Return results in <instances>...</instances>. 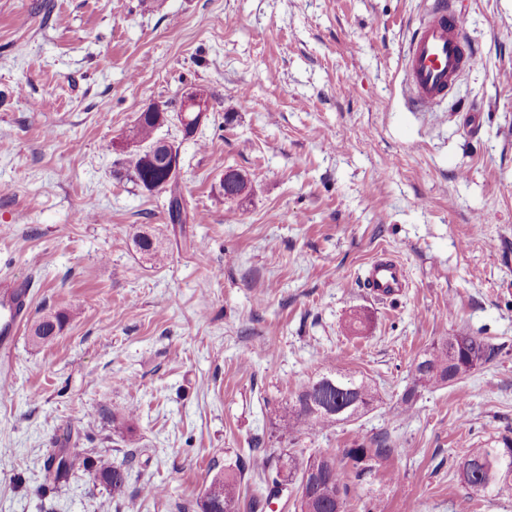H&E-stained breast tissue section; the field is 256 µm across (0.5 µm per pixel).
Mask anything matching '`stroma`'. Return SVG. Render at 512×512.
<instances>
[{
  "instance_id": "35a3bbf8",
  "label": "stroma",
  "mask_w": 512,
  "mask_h": 512,
  "mask_svg": "<svg viewBox=\"0 0 512 512\" xmlns=\"http://www.w3.org/2000/svg\"><path fill=\"white\" fill-rule=\"evenodd\" d=\"M428 3L0 0V271L35 283L0 359V512H104L111 492L87 471L45 483L62 448L130 464L118 512H179L217 474L250 485L278 456L382 439L346 512H512V495L458 477L474 449L512 445V0H456L483 61L419 112L404 50ZM196 85L208 120L157 131L180 151L174 224L167 194L126 169L129 130ZM229 169L246 198H225ZM382 254L408 274L390 299L362 281ZM57 312L63 330L33 343ZM452 334L498 351L413 391L415 361ZM329 366L378 402L284 428ZM122 408L131 427L112 421Z\"/></svg>"
}]
</instances>
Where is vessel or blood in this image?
Returning a JSON list of instances; mask_svg holds the SVG:
<instances>
[{"label": "vessel or blood", "instance_id": "vessel-or-blood-1", "mask_svg": "<svg viewBox=\"0 0 512 512\" xmlns=\"http://www.w3.org/2000/svg\"><path fill=\"white\" fill-rule=\"evenodd\" d=\"M405 60L411 98L423 110L444 103L460 74L476 69L478 54L451 0H434L407 40ZM405 281L403 266L383 257L370 264L365 285L375 296L387 297L400 292ZM31 300V283L9 276L0 278L1 358L11 355Z\"/></svg>", "mask_w": 512, "mask_h": 512}]
</instances>
